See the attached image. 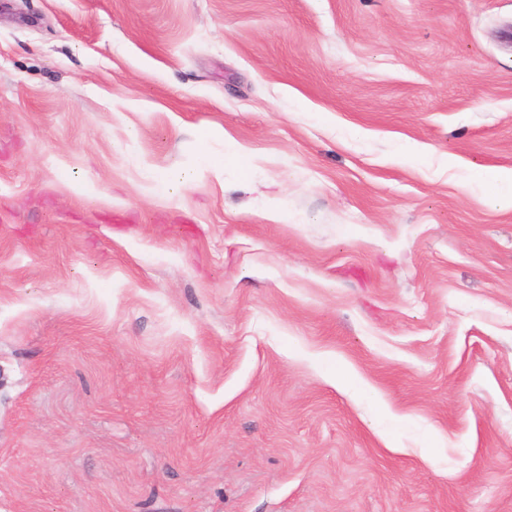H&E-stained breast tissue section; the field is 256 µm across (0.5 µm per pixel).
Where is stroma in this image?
Masks as SVG:
<instances>
[{"mask_svg": "<svg viewBox=\"0 0 512 512\" xmlns=\"http://www.w3.org/2000/svg\"><path fill=\"white\" fill-rule=\"evenodd\" d=\"M493 169L512 0H0V512H512Z\"/></svg>", "mask_w": 512, "mask_h": 512, "instance_id": "stroma-1", "label": "stroma"}]
</instances>
